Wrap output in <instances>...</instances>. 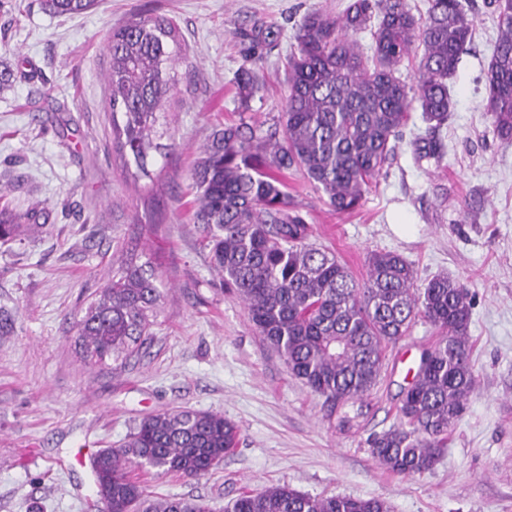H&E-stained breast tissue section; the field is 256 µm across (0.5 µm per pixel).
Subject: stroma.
I'll list each match as a JSON object with an SVG mask.
<instances>
[{
  "label": "stroma",
  "mask_w": 512,
  "mask_h": 512,
  "mask_svg": "<svg viewBox=\"0 0 512 512\" xmlns=\"http://www.w3.org/2000/svg\"><path fill=\"white\" fill-rule=\"evenodd\" d=\"M346 0H98L57 17L40 0H0V209L35 210L27 236L0 244V512H94L92 457L139 422L177 409L223 414L240 429L223 468L200 480L145 474L157 497L194 496L213 512L285 484L311 497L384 499L391 512H512V145L483 111L498 37L490 0H472L473 39L451 85L441 163L399 149L353 212H334L301 175L286 183L312 242L357 281L373 252L400 254L420 279H458L472 297L478 388L429 472L395 476L370 440L401 424V392L438 333L425 319L385 352L361 414L293 377L220 284L191 220V169L215 124L270 122L288 94L284 65L303 17ZM156 8L178 25V83L160 119L162 152L140 173L112 130L102 73L112 28ZM274 42L252 45L260 29ZM256 48L263 88L238 110L234 78ZM151 260L164 300L155 337L125 368L85 365L77 323L122 252Z\"/></svg>",
  "instance_id": "obj_1"
}]
</instances>
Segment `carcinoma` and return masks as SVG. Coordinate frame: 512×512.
Segmentation results:
<instances>
[{
	"label": "carcinoma",
	"instance_id": "cac0c4a2",
	"mask_svg": "<svg viewBox=\"0 0 512 512\" xmlns=\"http://www.w3.org/2000/svg\"><path fill=\"white\" fill-rule=\"evenodd\" d=\"M500 34L487 71L484 105L493 133L512 144V0H494ZM96 0H44L46 10L70 15ZM473 19L462 0H429L426 17L407 0H349L342 13H311L300 23L297 50L288 56V95L279 117L283 135L260 124H221L191 170L194 222L204 225L213 269L248 308L264 341L290 373L333 404L368 396L380 376L384 351L418 318L439 332L422 350L399 412L411 430L377 437L372 453L398 476L430 471L448 433L477 389L470 362L472 298L444 274L423 282L403 257L372 252L363 282L336 257L309 242L312 230L292 202L285 173L299 171L338 213L355 210L394 154L412 112L427 133L414 141L415 160L440 161L446 145L436 131L448 125L450 83L471 43ZM371 36L370 53L355 36ZM177 25L142 11L112 29L103 74L120 149L145 173L157 113L175 88L180 42ZM418 60L412 84L404 61ZM252 49L235 81L243 110L261 88ZM37 213L3 216L0 239L20 235ZM163 299L151 261L121 263L78 323L83 360L116 370L153 338ZM239 429L224 415L190 409L163 411L139 423L119 448L94 460L99 512H209L194 497L154 498L132 476L136 467L158 475L204 478L237 447ZM227 512H390L382 499L310 497L287 485L240 495Z\"/></svg>",
	"mask_w": 512,
	"mask_h": 512
}]
</instances>
